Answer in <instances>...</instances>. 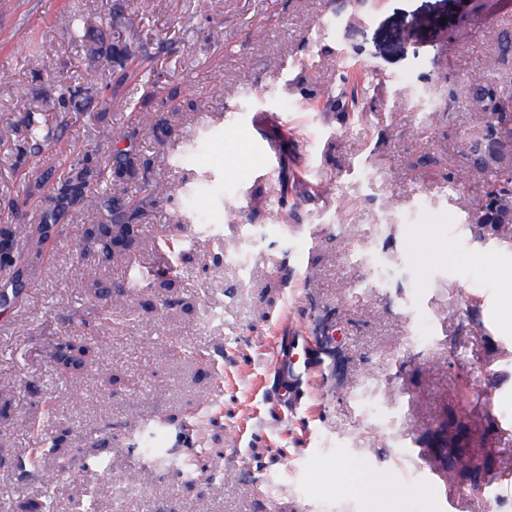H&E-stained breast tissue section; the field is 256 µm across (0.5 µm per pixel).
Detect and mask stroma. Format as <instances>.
<instances>
[{"mask_svg":"<svg viewBox=\"0 0 512 512\" xmlns=\"http://www.w3.org/2000/svg\"><path fill=\"white\" fill-rule=\"evenodd\" d=\"M2 28L0 109L61 127L37 152L21 130L0 140V209L30 221L28 174L111 163L128 117L103 100L136 49L141 172L172 192L115 181L142 215L111 258L85 250L74 208L27 248L34 278L0 304V512L47 492L70 512H512V228L468 219L512 170V120L488 122L471 86L512 85L495 53L512 0H0ZM93 55L109 70L59 102ZM171 266L114 305L123 331L69 399L49 357L64 316ZM292 336L311 337V372L288 404L275 369ZM451 419L488 464L479 484L434 438ZM60 434L96 469L62 472ZM34 454L52 483L21 474Z\"/></svg>","mask_w":512,"mask_h":512,"instance_id":"stroma-1","label":"stroma"}]
</instances>
